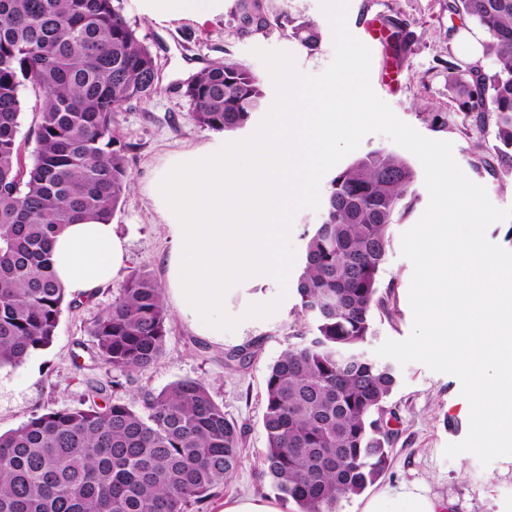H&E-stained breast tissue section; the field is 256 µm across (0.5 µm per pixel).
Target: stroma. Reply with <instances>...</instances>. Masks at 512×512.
I'll list each match as a JSON object with an SVG mask.
<instances>
[{
  "instance_id": "obj_1",
  "label": "stroma",
  "mask_w": 512,
  "mask_h": 512,
  "mask_svg": "<svg viewBox=\"0 0 512 512\" xmlns=\"http://www.w3.org/2000/svg\"><path fill=\"white\" fill-rule=\"evenodd\" d=\"M269 11L284 10L294 22L310 21L321 31L316 50L304 49L289 28H272L250 36L240 35L233 19L235 0L208 18H163L144 14L143 0H120L122 11L140 40L150 47L159 89L146 101L124 105L117 116L116 134L127 147L132 185L112 216L118 233L126 238L128 259L110 286L89 298L64 305L53 342L33 352L15 368L0 370V432L17 428L44 409H68L87 399L94 385H111V368L94 358L87 329L119 295L122 285L139 269L152 272L165 283L172 249L169 220L156 202L152 185L158 175L185 154L222 140L220 132L198 125L182 95L183 86L200 70L231 58L247 65L262 82L264 106H271L274 88L254 49L291 52L300 71L322 73L334 58L330 26L320 10V0H265ZM393 16L405 22L413 40L399 55L385 38H371L369 24H382ZM350 31L371 50V84L393 112L423 136L451 142L454 158L473 182L483 185L492 204L512 208V173H505L494 157V127L476 129L457 101L448 95V61L463 59L458 31L471 21L451 20L445 0H350ZM429 203L424 183L400 223L391 228L392 246L381 275L388 285L386 311L377 313V336L368 354L389 339L409 337L413 313L408 292L411 262L401 254V234L412 227ZM279 288L273 279L243 282L226 295L227 311L242 314L253 303L271 301ZM168 312L164 353L156 366L123 379L114 396L131 399L141 389H161L183 379L210 386L223 403L228 418L243 426L242 463L223 486L212 490L201 512H222L231 497L274 499L278 493L261 465L266 446L262 417L265 382L270 366L286 348L296 319V292H289L270 318L244 321L223 340L203 335L165 297ZM243 346L253 355L247 366L228 361L227 352ZM398 383L389 396L386 419L392 431L389 462L379 480L361 495L343 502L341 512H363L368 500L388 498L392 489L407 485L446 504V512H512V456L481 465L477 457L462 453L447 458V444L462 441L469 430L468 401L460 380L412 362L397 370Z\"/></svg>"
}]
</instances>
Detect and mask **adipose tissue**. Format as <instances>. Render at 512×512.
<instances>
[{
	"label": "adipose tissue",
	"mask_w": 512,
	"mask_h": 512,
	"mask_svg": "<svg viewBox=\"0 0 512 512\" xmlns=\"http://www.w3.org/2000/svg\"><path fill=\"white\" fill-rule=\"evenodd\" d=\"M50 266L68 296H88L111 283L126 259L114 224L94 218L66 225L50 246Z\"/></svg>",
	"instance_id": "1"
}]
</instances>
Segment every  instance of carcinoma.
Masks as SVG:
<instances>
[{
  "label": "carcinoma",
  "mask_w": 512,
  "mask_h": 512,
  "mask_svg": "<svg viewBox=\"0 0 512 512\" xmlns=\"http://www.w3.org/2000/svg\"><path fill=\"white\" fill-rule=\"evenodd\" d=\"M487 36L480 63H448V93L467 118L495 121V157L512 169V0H448ZM243 35L290 25L261 0H236ZM388 40L407 50L412 34L387 20ZM313 51L316 25H291ZM40 101L36 151L21 170V92ZM158 90L152 52L113 0H0V369L48 347L66 300L49 264L64 225L110 221L129 191L126 146L115 117ZM202 127L235 133L259 111L260 78L226 60L185 87ZM416 173L399 154L369 152L338 173L325 219L307 236L296 284L304 327L270 366L262 425L266 474L296 512H340L384 472L391 432L385 404L393 365L369 358L375 312L385 309L380 272L390 227L415 198ZM163 291L133 273L88 329L95 357L127 377L154 367L167 329ZM94 401L35 414L0 434V512H190L242 463L244 431L209 387L178 380L127 402L91 387Z\"/></svg>",
  "instance_id": "1"
}]
</instances>
